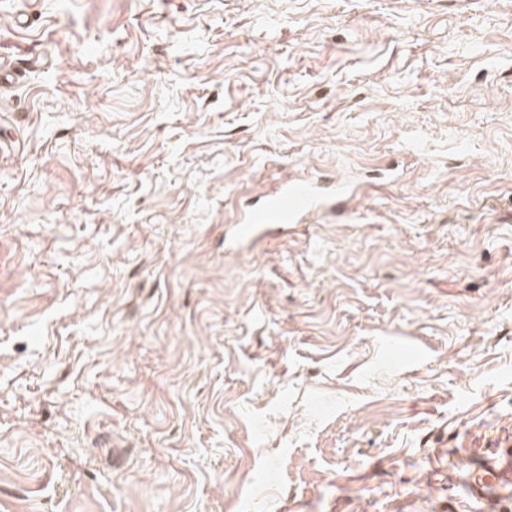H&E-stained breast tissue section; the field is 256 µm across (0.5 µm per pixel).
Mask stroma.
Here are the masks:
<instances>
[{
    "mask_svg": "<svg viewBox=\"0 0 512 512\" xmlns=\"http://www.w3.org/2000/svg\"><path fill=\"white\" fill-rule=\"evenodd\" d=\"M0 52V512H512L463 480L512 450V0H0ZM361 188V184L339 179L322 183L307 175L281 180L257 204L234 212L225 243L238 249L258 239L288 235V230L305 224L312 213L340 209Z\"/></svg>",
    "mask_w": 512,
    "mask_h": 512,
    "instance_id": "stroma-1",
    "label": "stroma"
}]
</instances>
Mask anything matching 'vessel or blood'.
I'll return each instance as SVG.
<instances>
[{"instance_id":"b4317fda","label":"vessel or blood","mask_w":512,"mask_h":512,"mask_svg":"<svg viewBox=\"0 0 512 512\" xmlns=\"http://www.w3.org/2000/svg\"><path fill=\"white\" fill-rule=\"evenodd\" d=\"M357 191V185L338 179L322 183L306 175L286 178L260 196L257 204L235 211L225 242L238 249L262 238L287 235L306 223L312 213L341 208ZM510 485L512 455L479 467L469 475L472 494L489 502L496 500L499 489Z\"/></svg>"}]
</instances>
